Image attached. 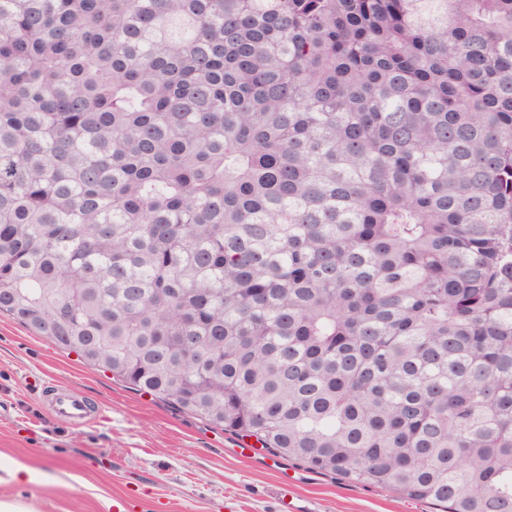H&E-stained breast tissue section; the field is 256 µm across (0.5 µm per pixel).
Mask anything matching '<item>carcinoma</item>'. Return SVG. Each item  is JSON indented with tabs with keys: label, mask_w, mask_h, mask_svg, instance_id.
I'll list each match as a JSON object with an SVG mask.
<instances>
[{
	"label": "carcinoma",
	"mask_w": 512,
	"mask_h": 512,
	"mask_svg": "<svg viewBox=\"0 0 512 512\" xmlns=\"http://www.w3.org/2000/svg\"><path fill=\"white\" fill-rule=\"evenodd\" d=\"M0 313L438 512H512V0H0Z\"/></svg>",
	"instance_id": "obj_1"
}]
</instances>
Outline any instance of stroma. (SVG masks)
Returning <instances> with one entry per match:
<instances>
[{
  "label": "stroma",
  "mask_w": 512,
  "mask_h": 512,
  "mask_svg": "<svg viewBox=\"0 0 512 512\" xmlns=\"http://www.w3.org/2000/svg\"><path fill=\"white\" fill-rule=\"evenodd\" d=\"M42 376L91 398L99 420L73 428L51 417L29 389ZM33 471L15 482L0 471V502L25 512H278L282 478L313 512H434L425 501L324 475L272 455L255 439L225 432L0 315V461Z\"/></svg>",
  "instance_id": "obj_1"
}]
</instances>
